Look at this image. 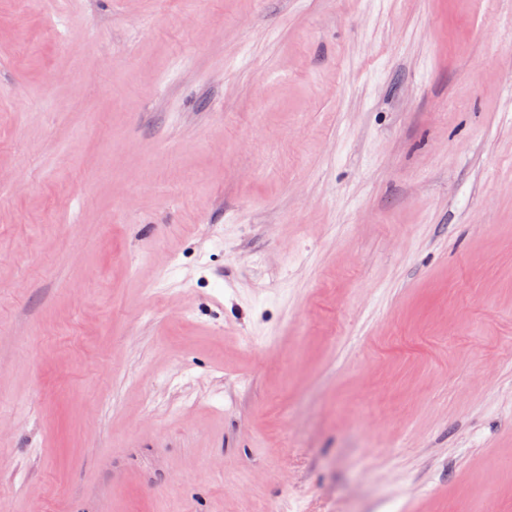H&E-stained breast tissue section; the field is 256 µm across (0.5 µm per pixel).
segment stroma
I'll use <instances>...</instances> for the list:
<instances>
[{"mask_svg":"<svg viewBox=\"0 0 512 512\" xmlns=\"http://www.w3.org/2000/svg\"><path fill=\"white\" fill-rule=\"evenodd\" d=\"M0 512H512V0H0Z\"/></svg>","mask_w":512,"mask_h":512,"instance_id":"stroma-1","label":"stroma"}]
</instances>
